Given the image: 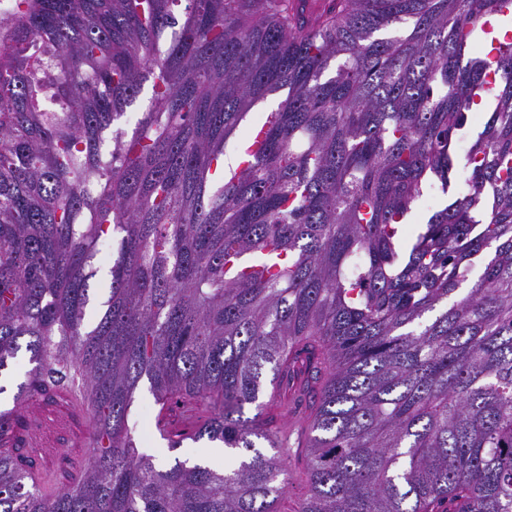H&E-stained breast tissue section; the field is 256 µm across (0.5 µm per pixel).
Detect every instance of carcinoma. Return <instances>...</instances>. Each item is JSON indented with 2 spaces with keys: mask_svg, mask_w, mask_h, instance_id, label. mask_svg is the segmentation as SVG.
<instances>
[{
  "mask_svg": "<svg viewBox=\"0 0 512 512\" xmlns=\"http://www.w3.org/2000/svg\"><path fill=\"white\" fill-rule=\"evenodd\" d=\"M300 2L17 0L0 18V372L23 349L32 365L0 410V512H282L267 408L288 396L307 416L289 512H512V42L474 46L512 9ZM148 81L133 133L114 128ZM282 89L217 183L226 141ZM459 178L402 250L423 186ZM144 380L160 411L210 413L169 447L206 437L239 464L138 453ZM77 382L90 461L48 497L4 443L21 404ZM112 265V251L110 254H103V253H99L98 254V257H97V260L95 262V265H94V268L96 269L97 273H96V276L94 278H92L90 280V295H91V301H90V304H89V307H88V320L93 323L95 321V319L99 318L100 316L99 313H100V310L101 309H97V308H94L92 306V299L93 297L99 292V291H104L106 292L107 296L109 295V291H110V267ZM107 271V275H108V278L106 280H100L99 279V273L100 271ZM291 482L289 486L290 499L296 501L305 491V459L303 455H295L288 461Z\"/></svg>",
  "mask_w": 512,
  "mask_h": 512,
  "instance_id": "1",
  "label": "carcinoma"
}]
</instances>
